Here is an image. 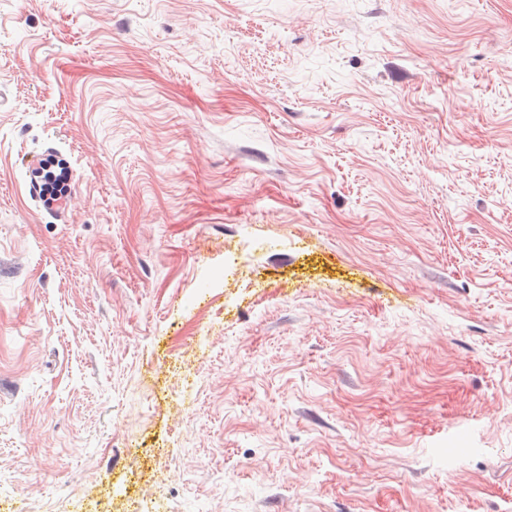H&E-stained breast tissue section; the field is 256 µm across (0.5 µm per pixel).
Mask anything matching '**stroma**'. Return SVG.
I'll return each mask as SVG.
<instances>
[{
	"mask_svg": "<svg viewBox=\"0 0 512 512\" xmlns=\"http://www.w3.org/2000/svg\"><path fill=\"white\" fill-rule=\"evenodd\" d=\"M140 444L176 512H512V0H0V502Z\"/></svg>",
	"mask_w": 512,
	"mask_h": 512,
	"instance_id": "obj_1",
	"label": "stroma"
}]
</instances>
